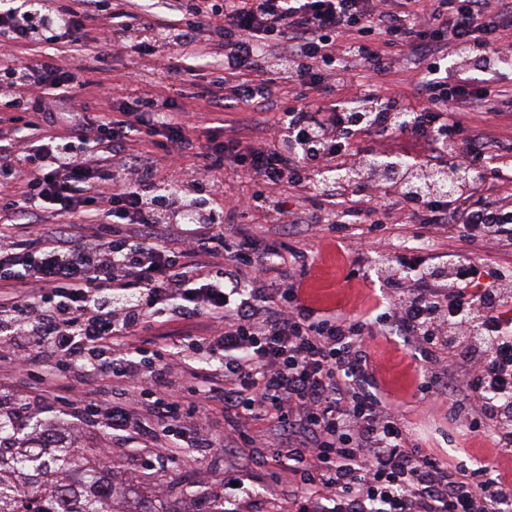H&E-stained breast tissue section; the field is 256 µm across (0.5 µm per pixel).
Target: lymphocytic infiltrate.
I'll use <instances>...</instances> for the list:
<instances>
[{
    "instance_id": "f902f5d3",
    "label": "lymphocytic infiltrate",
    "mask_w": 512,
    "mask_h": 512,
    "mask_svg": "<svg viewBox=\"0 0 512 512\" xmlns=\"http://www.w3.org/2000/svg\"><path fill=\"white\" fill-rule=\"evenodd\" d=\"M175 9L179 19L168 26L141 0H48L38 21L14 0H0V73L10 77L0 95L28 114L22 144L0 138V186L11 190L0 208L40 227L27 240L0 232L6 368L58 400L74 369L106 374L118 399L86 403L85 418L125 432L138 427L137 407L149 402L175 431L156 452L166 463L178 449L210 446L216 401L242 436L260 415L284 429L300 420L284 457L299 477L305 512H512V484L495 462L473 473L410 446L380 396L363 322L317 316L296 276L274 284L273 247L252 237L226 247L222 221L211 213L183 219V186L172 187L167 209L148 206L145 187L155 169L125 149L160 131L168 155H196L204 172L232 156L238 174L264 187L239 201L238 211L261 208L277 222L313 224L292 203L298 191L332 199L350 190L368 203L351 210L355 219L395 208L429 225H455L468 240L511 246L512 203L472 197L465 184L416 200L372 173L350 185L310 174L325 162L357 166L347 151L357 131L379 145L423 142L415 162L423 175L458 162L482 167L490 155L486 135L464 125L450 105L463 99L476 112L493 97L512 108V92L473 81L461 68L442 70L440 62L452 55L474 61L480 72L511 62L505 32L512 0H176ZM374 33L381 46L369 42ZM37 44L41 57L28 58ZM59 44L74 52L70 66L59 65ZM91 48L99 62L112 49H130L167 60L171 72L189 58L220 57L225 72L243 80L228 94L216 79L213 106L230 112L245 103L254 116L203 143L169 99L152 102L149 116L122 120L47 113L46 91L79 85ZM425 56L431 63L415 85L424 103L407 122L396 117V98L378 97L369 85L365 97L381 107L368 122L309 109L308 97L340 90L355 72L381 74ZM273 69L301 99L286 137L266 118ZM101 200L109 208L96 242L40 225L44 212L81 217ZM380 277L394 296L382 335L411 340L421 375L456 397L467 428L491 421L494 448L511 455L512 266L460 256L437 268L403 253ZM203 316L221 329L203 337L191 359L196 384L184 395L170 386L165 356L146 355L136 337L148 324Z\"/></svg>"
}]
</instances>
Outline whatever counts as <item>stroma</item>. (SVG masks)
<instances>
[{
    "mask_svg": "<svg viewBox=\"0 0 512 512\" xmlns=\"http://www.w3.org/2000/svg\"><path fill=\"white\" fill-rule=\"evenodd\" d=\"M166 62L134 52H118L107 63L90 62L85 73L87 85L66 93L63 100L49 101L53 110L110 112L113 103L130 95L147 99L165 97L182 107V118L193 135L217 133V114L208 102L206 91L214 73L220 72V59H208L185 77L165 71ZM493 114L479 122L480 130L498 140L492 148L491 163L504 178L498 186L500 196L512 195V119L501 118L502 104L492 106ZM129 153L153 161L158 180H186L196 175L193 156L170 164L156 138L135 141L127 146ZM320 224L306 228L288 222L269 223L260 213L236 218L235 231L254 236L269 244L294 246L306 251L308 267L303 277V291L309 303L322 311L355 318L373 317L388 303L386 289L365 281L364 272H376L379 257L389 256L401 247L421 249L430 263H446L461 252L491 262H512V247L495 250L473 242L467 243L453 233L441 231L433 238H424L425 227L420 222L386 223L378 229L369 224L350 223L345 205L338 204L320 211ZM186 325L171 322L142 332L140 342L151 351L169 353L170 380L174 387L190 386L194 377L182 356L171 354L175 341L183 338ZM379 383L398 408L400 418L409 432L415 434L421 447L434 449L441 456L453 455L469 468L475 469L487 460L497 459L503 476H512V456L496 457L487 437L469 432L453 420L452 402L448 397L418 388L414 351L399 336L367 337ZM0 392L39 402L41 417L50 426L74 432L81 443L109 449L112 459L105 475L113 485L130 486L131 504L137 512H147L157 500H165L178 512H202L215 498L223 496L225 479L247 476L256 492L237 503L238 512H299L297 477L286 476L273 460L276 450L286 448L287 436L269 421L258 419L249 428V440H242L220 407L211 411L213 445L209 448H184L167 470L150 469L144 464L152 449L165 441L161 427L146 407H139L141 428L121 435L107 433L77 414L84 401L112 397L108 378L75 371L69 394L74 406L62 410L50 399H39L15 376L0 370Z\"/></svg>",
    "mask_w": 512,
    "mask_h": 512,
    "instance_id": "35a3bbf8",
    "label": "stroma"
}]
</instances>
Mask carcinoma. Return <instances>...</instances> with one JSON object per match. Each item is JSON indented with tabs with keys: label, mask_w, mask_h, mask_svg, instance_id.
Segmentation results:
<instances>
[{
	"label": "carcinoma",
	"mask_w": 512,
	"mask_h": 512,
	"mask_svg": "<svg viewBox=\"0 0 512 512\" xmlns=\"http://www.w3.org/2000/svg\"><path fill=\"white\" fill-rule=\"evenodd\" d=\"M37 415V405L0 396V512H114L109 460Z\"/></svg>",
	"instance_id": "obj_1"
}]
</instances>
